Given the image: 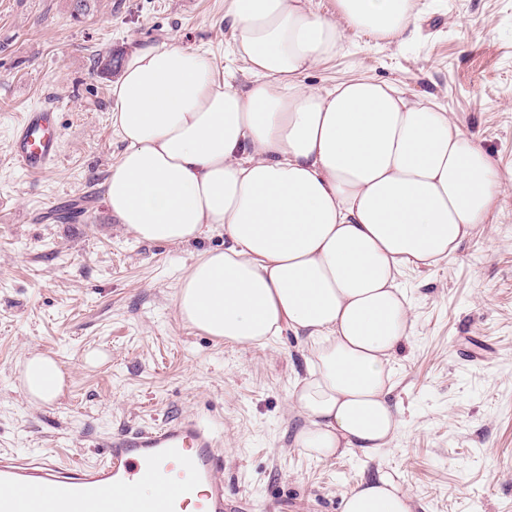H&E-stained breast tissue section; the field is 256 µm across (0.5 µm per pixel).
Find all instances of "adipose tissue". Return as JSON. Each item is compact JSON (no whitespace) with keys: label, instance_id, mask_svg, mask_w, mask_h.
Instances as JSON below:
<instances>
[{"label":"adipose tissue","instance_id":"obj_1","mask_svg":"<svg viewBox=\"0 0 512 512\" xmlns=\"http://www.w3.org/2000/svg\"><path fill=\"white\" fill-rule=\"evenodd\" d=\"M225 0L253 80L217 77L206 51L163 41L129 52L112 85L123 145L103 183L137 238L186 244L222 231L175 292L191 328L244 347L289 329L312 346L288 392L293 444L317 460L390 448L402 420L390 361L414 321L397 277L452 257L484 229L512 172L435 103L370 77L330 88L304 76L349 34L408 40L417 0ZM28 396L52 402V357L26 359ZM343 512H414L392 476L359 482Z\"/></svg>","mask_w":512,"mask_h":512}]
</instances>
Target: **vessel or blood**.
I'll use <instances>...</instances> for the list:
<instances>
[{
  "mask_svg": "<svg viewBox=\"0 0 512 512\" xmlns=\"http://www.w3.org/2000/svg\"><path fill=\"white\" fill-rule=\"evenodd\" d=\"M61 130L55 108L25 113L11 141L15 163L32 175L60 158ZM224 455L210 424L195 416L135 427L113 434L100 460L64 462L53 453L33 459L0 455V512H37L26 492L49 488L47 512H240L226 496L221 473ZM162 482L159 494L144 496L140 486Z\"/></svg>",
  "mask_w": 512,
  "mask_h": 512,
  "instance_id": "vessel-or-blood-1",
  "label": "vessel or blood"
}]
</instances>
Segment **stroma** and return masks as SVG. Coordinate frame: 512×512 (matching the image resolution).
<instances>
[{
    "label": "stroma",
    "instance_id": "obj_1",
    "mask_svg": "<svg viewBox=\"0 0 512 512\" xmlns=\"http://www.w3.org/2000/svg\"><path fill=\"white\" fill-rule=\"evenodd\" d=\"M418 32L384 44L358 34L307 77L331 87L368 76L434 99L512 170V0H419ZM206 50L246 85L224 0H0V452L93 462L106 437L198 415L224 453V490L243 512H342L378 473L415 512H512V190L491 224L436 267L407 272L414 334L395 350L402 429L375 457L317 461L293 446L288 391L308 344L283 331L263 347L185 325L179 277L224 248L213 231L181 245L117 224L102 184L123 149L112 130L113 74L99 52L161 41ZM51 106L62 131L55 169L29 176L10 158L22 112ZM53 357L62 395L30 399L22 365Z\"/></svg>",
    "mask_w": 512,
    "mask_h": 512
}]
</instances>
